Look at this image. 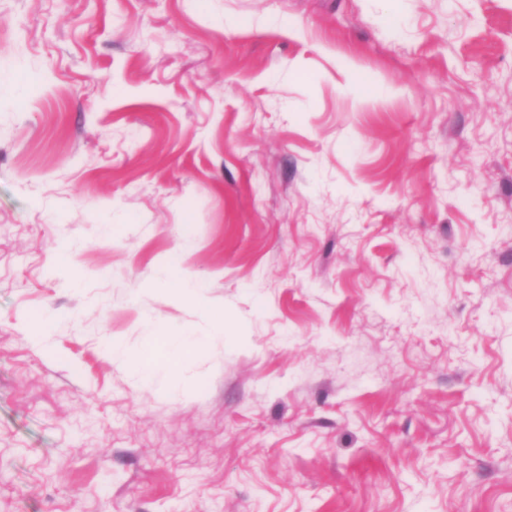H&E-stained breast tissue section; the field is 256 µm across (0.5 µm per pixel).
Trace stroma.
<instances>
[{
	"mask_svg": "<svg viewBox=\"0 0 512 512\" xmlns=\"http://www.w3.org/2000/svg\"><path fill=\"white\" fill-rule=\"evenodd\" d=\"M0 512H512V0H0ZM180 265L181 256L178 253L172 254L167 260L163 270L166 286L190 296H201L205 285L201 282H195L187 278L181 270ZM214 336H195L194 334H185L178 338L165 337L163 340V350L167 355L177 356L188 354L203 348L210 339L220 338L224 335V318L215 322L212 326Z\"/></svg>",
	"mask_w": 512,
	"mask_h": 512,
	"instance_id": "1",
	"label": "stroma"
}]
</instances>
